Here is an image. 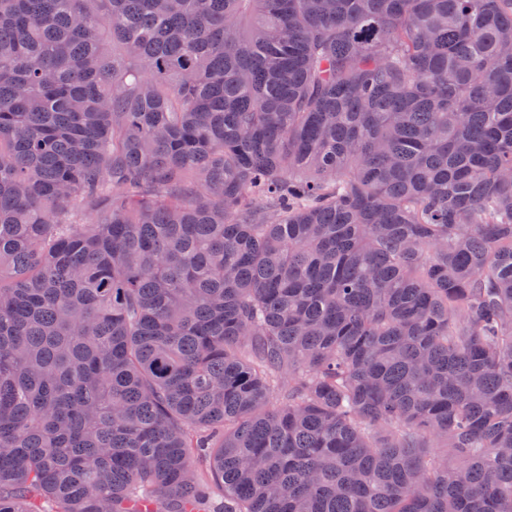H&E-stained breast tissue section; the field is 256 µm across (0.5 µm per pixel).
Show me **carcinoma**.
Returning a JSON list of instances; mask_svg holds the SVG:
<instances>
[{
    "mask_svg": "<svg viewBox=\"0 0 512 512\" xmlns=\"http://www.w3.org/2000/svg\"><path fill=\"white\" fill-rule=\"evenodd\" d=\"M0 512H512V0H0Z\"/></svg>",
    "mask_w": 512,
    "mask_h": 512,
    "instance_id": "cac0c4a2",
    "label": "carcinoma"
}]
</instances>
